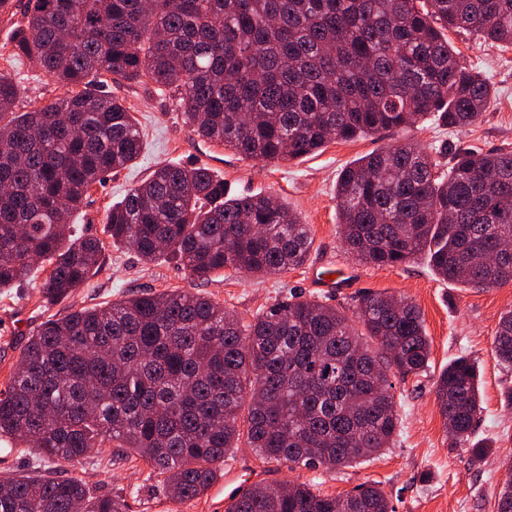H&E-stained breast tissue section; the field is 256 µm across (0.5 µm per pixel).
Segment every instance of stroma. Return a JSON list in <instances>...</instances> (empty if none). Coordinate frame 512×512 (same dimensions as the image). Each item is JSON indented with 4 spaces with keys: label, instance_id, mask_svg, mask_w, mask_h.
I'll return each instance as SVG.
<instances>
[{
    "label": "stroma",
    "instance_id": "obj_1",
    "mask_svg": "<svg viewBox=\"0 0 512 512\" xmlns=\"http://www.w3.org/2000/svg\"><path fill=\"white\" fill-rule=\"evenodd\" d=\"M28 0H13L0 14V73L18 85V111L48 104L66 89L26 59H10L8 50L22 28ZM461 62L487 78L494 89L492 104L480 123L456 130L428 120L403 132H385L352 141H331L320 151L291 162H265L241 157L222 145L197 137L184 125L178 96L146 76L113 83L111 92L130 109L143 133L139 159L95 185L74 213L80 235L99 234L106 211L139 184L158 163L203 166L224 182L229 195L271 193L283 199L313 238L307 262L279 274L250 276L231 269L198 281L182 266L160 260L146 263L124 246H107L100 267L67 300L42 303L39 284L43 270L32 271L21 285L0 290V389L16 371L21 351L35 327L51 315L110 303L141 292L183 288L224 305L244 321H252L276 300L289 295L317 299L349 308L364 291L401 295L420 309L431 344L427 367L406 378H394L395 400L401 415L394 445L378 458L340 470L324 471L266 463L247 445L229 451L223 470L230 480H218L201 497L176 501L159 490L160 479L142 460L101 448L82 463L69 467L71 477L99 492L125 498L129 512H224L227 500L262 482L284 485L305 482L322 492L339 494L378 483L394 512H497L499 492L512 479L504 461L512 457V408L504 395L512 388V370L503 369L494 355V337L502 313L512 309V285L469 288L436 278L425 259L401 266H373L355 260L342 247L336 219L334 188L340 171L382 147L418 142L438 160L464 146L479 152L512 151V49L479 45L465 34L449 32ZM340 271L352 287L334 294L316 288L314 271ZM476 361L481 380L482 411L473 438L489 443L485 457L473 459L470 448L448 436L435 396L440 371L454 358ZM57 463L40 457L9 439H0V479L56 472Z\"/></svg>",
    "mask_w": 512,
    "mask_h": 512
}]
</instances>
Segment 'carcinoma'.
<instances>
[{"instance_id": "obj_1", "label": "carcinoma", "mask_w": 512, "mask_h": 512, "mask_svg": "<svg viewBox=\"0 0 512 512\" xmlns=\"http://www.w3.org/2000/svg\"><path fill=\"white\" fill-rule=\"evenodd\" d=\"M11 44L67 95L14 110L0 74V288L49 264L56 304L98 270L106 240L146 263L174 260L197 280L303 265L308 225L272 194L228 197L205 167L155 165L112 205L103 236L71 220L90 188L140 157L143 139L114 80L147 75L179 94L198 137L247 159L290 162L332 140L426 120L476 125L494 96L464 66L447 31L512 47V0H31ZM337 219L352 257L398 266L417 257L444 281L512 284V151L454 150L448 170L414 143L384 147L336 181ZM512 367V310L494 339ZM430 357L420 309L364 291L352 314L291 298L250 322L190 290L146 292L42 322L0 392V437L60 464L113 444L162 476L177 500L203 495L246 440L267 463L332 470L394 444L391 378ZM451 436L472 442L479 372L465 355L435 386ZM115 494L63 475L0 481V512H127ZM225 512H393L376 484L328 495L310 483H255Z\"/></svg>"}]
</instances>
